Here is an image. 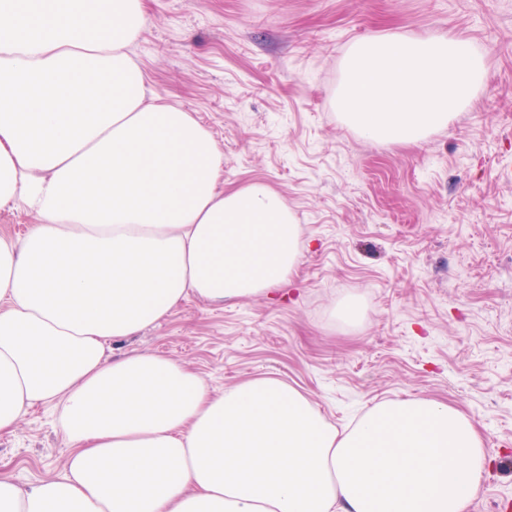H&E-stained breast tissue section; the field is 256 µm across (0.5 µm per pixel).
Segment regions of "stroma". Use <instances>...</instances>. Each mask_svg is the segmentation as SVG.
I'll return each instance as SVG.
<instances>
[{
    "instance_id": "35a3bbf8",
    "label": "stroma",
    "mask_w": 512,
    "mask_h": 512,
    "mask_svg": "<svg viewBox=\"0 0 512 512\" xmlns=\"http://www.w3.org/2000/svg\"><path fill=\"white\" fill-rule=\"evenodd\" d=\"M131 48L156 91L193 112L224 154V185L282 194L312 248L270 298H190L109 341L152 351L225 391L270 375L343 428L389 399L447 401L479 429L490 464L466 512H512V0H148ZM456 36L488 84L415 145L366 141L334 107L358 40ZM360 296L368 320L332 326ZM69 446L53 406L0 436V473L59 475Z\"/></svg>"
}]
</instances>
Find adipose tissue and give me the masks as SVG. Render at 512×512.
<instances>
[{
	"mask_svg": "<svg viewBox=\"0 0 512 512\" xmlns=\"http://www.w3.org/2000/svg\"><path fill=\"white\" fill-rule=\"evenodd\" d=\"M147 0H0V435L58 409L61 475L0 474V512H465L488 457L448 402L339 430L269 376L223 393L173 359L104 354L183 300L270 294L303 258L284 197L224 190L209 132L128 54ZM35 222V217L21 208H0V233L23 236Z\"/></svg>",
	"mask_w": 512,
	"mask_h": 512,
	"instance_id": "adipose-tissue-1",
	"label": "adipose tissue"
}]
</instances>
